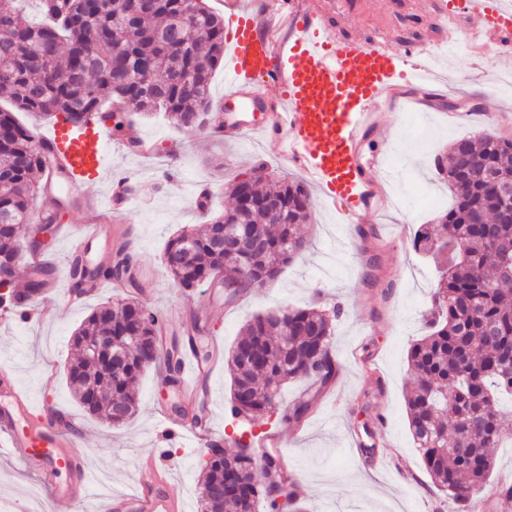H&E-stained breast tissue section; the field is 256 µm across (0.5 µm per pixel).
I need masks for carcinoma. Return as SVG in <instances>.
<instances>
[{
    "instance_id": "cac0c4a2",
    "label": "carcinoma",
    "mask_w": 512,
    "mask_h": 512,
    "mask_svg": "<svg viewBox=\"0 0 512 512\" xmlns=\"http://www.w3.org/2000/svg\"><path fill=\"white\" fill-rule=\"evenodd\" d=\"M44 24H32L23 0H0V94L9 103L0 108V305L17 301L14 277L23 259L20 225L27 223L45 193L36 180L48 161L36 149L32 132L18 112L55 118L80 128L93 119L115 120L101 113L106 103L126 105L146 116L161 112L192 134L205 129L202 117L212 107L210 85L224 55V19L200 0H42ZM141 58L139 83L132 82L126 63ZM452 192L451 206L436 224L415 233L413 250L427 253L440 265L433 285L430 319L424 336L407 353L417 384L407 397L409 430L426 471L438 489L467 512L469 504L490 487L494 451L508 434L512 419L499 407L498 395H512V140L491 131L478 139L453 141L448 153L435 159ZM255 206H235L213 220L247 224L268 245L267 256H221L213 248L212 227L197 234L184 229L166 243L163 265L175 287L186 292L199 280L220 271L245 279L241 288H259L300 258L307 242L298 226L311 220V196L301 181L252 178ZM275 198L285 224H277L261 203ZM51 270L42 269L27 282L28 296L39 294ZM71 288L87 279L125 282L140 287L128 244L120 245L109 266L91 269L76 258L69 270ZM332 310H288L292 334L284 337L267 315L248 321L229 352L231 422L234 447L202 464L201 512H269L276 508L269 485L255 481L257 467L293 488L288 505L308 512L296 478L274 455H245L240 438L282 403V385L308 379L315 388L332 384L338 364L331 355ZM158 314L135 302L95 307L73 339L110 336L126 357V372L111 376L83 346L67 367V379L84 410L110 426L130 421L137 408L135 385L148 368L160 366L164 379L176 384L182 359L201 362L210 351L200 319L176 336L166 355H154L160 336ZM121 402L122 419L108 411L109 400ZM221 487L220 496L212 490Z\"/></svg>"
}]
</instances>
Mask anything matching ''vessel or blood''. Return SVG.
<instances>
[{"instance_id":"obj_1","label":"vessel or blood","mask_w":512,"mask_h":512,"mask_svg":"<svg viewBox=\"0 0 512 512\" xmlns=\"http://www.w3.org/2000/svg\"><path fill=\"white\" fill-rule=\"evenodd\" d=\"M423 7L432 20L447 25L449 47L482 40L500 46L502 58L512 63V51L503 47L512 36V0H424ZM280 13L288 37L278 42L269 33L268 14L248 0H225L224 96L235 99L242 111L263 115L257 123L227 124L225 136L261 133L329 202L345 205L350 214L383 209L392 170L382 162L364 170L357 150L376 124L377 108L405 104L407 89L430 75L425 64L410 70L402 66L403 59L422 56L423 48L394 43L384 32L365 44L328 38L329 12L323 0H282ZM464 18L472 21V28H460ZM267 80L278 90L275 98L266 96ZM103 138V131L91 124L79 133L62 126L38 136L37 143L69 189L77 191L103 174ZM127 183V176L114 175L104 196L92 200L98 221L82 227L72 254L82 253L98 238L100 225L117 221L131 207ZM203 374L195 359L184 360L181 393L193 396ZM157 417L168 431L187 436L194 447L212 446V427L191 426L165 411ZM80 432L71 415L39 414L30 393L17 383L13 365L0 362V450L17 460H38L43 484L68 501L74 512H183L179 498L166 492L162 475L138 482L129 494H92L89 475L75 451Z\"/></svg>"}]
</instances>
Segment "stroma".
<instances>
[{"label": "stroma", "instance_id": "stroma-1", "mask_svg": "<svg viewBox=\"0 0 512 512\" xmlns=\"http://www.w3.org/2000/svg\"><path fill=\"white\" fill-rule=\"evenodd\" d=\"M388 35L398 43H421L435 50L434 69L452 88L457 100L478 99L481 109L449 118L437 105L434 88L417 83L409 94L420 109L395 107L380 112V125L362 144L360 162L370 166L386 155L398 170L386 188L389 211L375 222L379 266L372 269L361 251L358 228L344 222L342 208L323 204L312 192V220L302 225L309 242L303 257L285 268L273 283L227 300L223 290L205 283L192 291L174 288L162 263L168 239L183 227L205 228L211 216L223 214L231 203L225 192L234 179L253 175L257 167L277 179H301L276 149L263 139L246 134L224 139L202 132L186 134L162 115L135 117L134 126L154 151L144 157L130 153L113 132L104 148L110 170L123 172L134 181L136 198L124 223L103 227L100 239L84 254L89 265H105L119 242L127 241L143 284L137 301L167 320L171 330L188 321L183 310L194 307L209 328L211 338L231 348L241 327L253 316L285 308H304L322 303H341L343 315L335 322L332 347L339 375L324 394L310 393L304 382L288 383L282 390L284 404L308 396L311 408L297 425L272 415L264 431L282 438L279 452L300 478L301 495L313 512H457L456 503L437 490L420 460L408 427L405 393L415 383L407 362L411 343L422 334V318L428 307L432 266L415 257L411 231L420 224L436 223L451 203L448 184L437 174L434 158L450 143L491 128L512 137V125L488 124L485 115L512 111V81H502L497 48L479 59L466 49L439 51V32L408 0H388ZM328 36L345 35L367 43L377 36L373 22L353 7L332 8ZM213 191L210 214H203L191 200L194 184ZM106 182L90 181L85 199L69 202L59 226L52 233L48 255L56 268L58 289L40 293L36 308L63 304L70 281L69 249L82 225L97 221L87 199L105 192ZM119 289H104L88 304L60 317L25 322L0 310V360L13 362L17 380L34 397L40 411L59 410L76 415L84 430L79 453L95 476L111 478L115 490L130 489L148 473L144 458L172 454L170 492L184 502L185 512H199L203 449L189 440L171 436L158 421L157 405L178 401L176 388L166 387L162 376L146 371L136 387L137 413L129 422L112 427L90 416L77 402L64 369L76 351L71 335L96 305L120 303ZM206 388L207 420L216 441L231 428L230 375L218 366L202 381ZM377 448V462L366 465L361 444ZM23 504L33 512H66L67 502L45 491L38 479V462H17L0 457V500Z\"/></svg>", "mask_w": 512, "mask_h": 512}]
</instances>
